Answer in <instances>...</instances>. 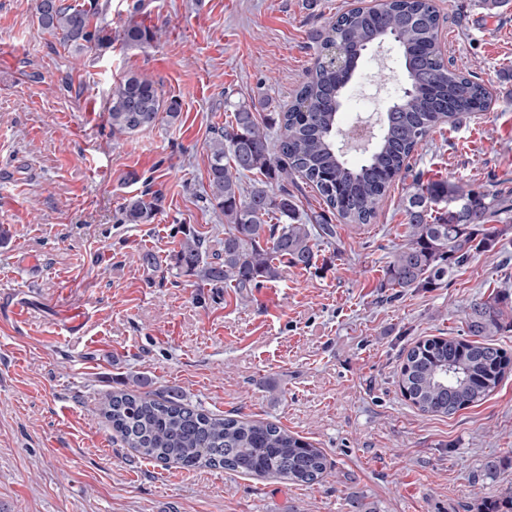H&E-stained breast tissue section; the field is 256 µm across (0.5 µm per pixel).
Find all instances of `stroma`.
Returning a JSON list of instances; mask_svg holds the SVG:
<instances>
[{"instance_id":"35a3bbf8","label":"stroma","mask_w":512,"mask_h":512,"mask_svg":"<svg viewBox=\"0 0 512 512\" xmlns=\"http://www.w3.org/2000/svg\"><path fill=\"white\" fill-rule=\"evenodd\" d=\"M107 47L67 46L36 0H0V512H463L512 488V375L450 417L425 415L398 373L407 350L460 336L476 299L512 295V231L447 281L393 288L402 244L396 179L368 224L318 241L311 269L245 293L176 274L184 231L224 252V214L206 199L209 144L235 105L270 119L313 69L316 34L352 0H99ZM442 53L471 65L487 111L441 126L410 160L512 198V0H433ZM159 31L147 48L129 20ZM152 79L177 118L113 134L108 103L126 74ZM402 72L394 45L371 49L347 85L342 125L377 87L382 111ZM155 204L123 220L126 199ZM149 383L215 415L276 423L324 449L312 486L137 457L100 411ZM156 38V31L141 22H129L123 29V41L131 47L149 46ZM155 212L154 203L142 195L131 197L122 207L124 221L128 224H148Z\"/></svg>"}]
</instances>
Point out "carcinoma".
Masks as SVG:
<instances>
[{"instance_id":"1","label":"carcinoma","mask_w":512,"mask_h":512,"mask_svg":"<svg viewBox=\"0 0 512 512\" xmlns=\"http://www.w3.org/2000/svg\"><path fill=\"white\" fill-rule=\"evenodd\" d=\"M97 0L73 5L38 0L41 27L82 48L112 42L94 23ZM439 17L431 0H384L380 12L353 7L317 33L321 58L296 90L288 109L278 113L280 131L270 144L265 127L245 105L210 141L207 194L224 212V256L207 261L204 240L186 234L172 256L179 275L241 291L279 276V264H314L318 240L336 235L322 215H302L292 195L267 189V180L298 174L315 186L327 207L345 224H369L392 182L410 169L409 160L435 128L459 115L486 109L489 92L474 72L444 62L438 42ZM156 31L141 22L123 29V41L145 47ZM393 38L404 74L390 99L379 137L358 164L339 151V112L344 87L365 48ZM351 49L347 70L333 65L329 47ZM162 108L155 83L129 73L113 89L108 116L112 132L131 134L155 125ZM259 173L250 189L242 177ZM405 242L395 251L386 275L392 288H423L448 278L476 252L494 246L503 230L485 225L512 223V203L447 179L417 177L405 197ZM154 203L134 196L122 207L124 221L147 224ZM277 223H272V220ZM509 302L499 295L474 301L464 312L465 334L427 339L411 348L401 367L400 388L423 413L452 416L482 402L512 367V358L489 343L505 327ZM101 412L121 440L146 460L181 468L222 467L246 476L273 477L309 485L328 468L325 453L285 428L247 418L218 417L183 402L177 394L153 398L138 389L107 396ZM476 512H512V492L483 503Z\"/></svg>"}]
</instances>
